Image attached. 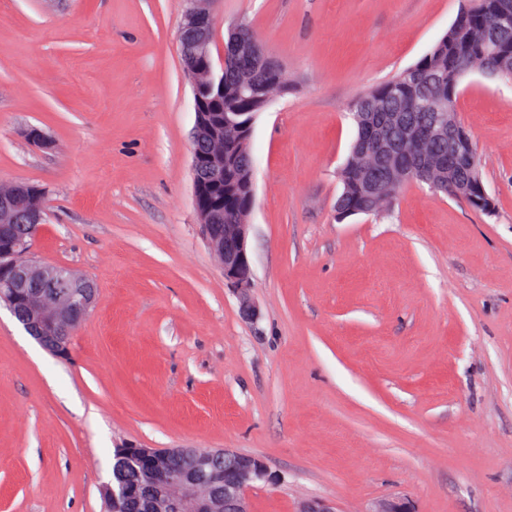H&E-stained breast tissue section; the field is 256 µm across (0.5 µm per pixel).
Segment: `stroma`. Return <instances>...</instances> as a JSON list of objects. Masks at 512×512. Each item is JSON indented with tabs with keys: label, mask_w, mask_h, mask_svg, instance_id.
I'll list each match as a JSON object with an SVG mask.
<instances>
[{
	"label": "stroma",
	"mask_w": 512,
	"mask_h": 512,
	"mask_svg": "<svg viewBox=\"0 0 512 512\" xmlns=\"http://www.w3.org/2000/svg\"><path fill=\"white\" fill-rule=\"evenodd\" d=\"M462 5L215 0V52L244 22L288 73L253 129L247 322L194 206L188 0H0V185L43 188L30 256L101 299L64 360L0 308V512H105L125 442L263 458L250 512H512V82L456 103L492 213L417 183L334 210L351 104Z\"/></svg>",
	"instance_id": "stroma-1"
}]
</instances>
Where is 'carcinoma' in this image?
<instances>
[{
	"mask_svg": "<svg viewBox=\"0 0 512 512\" xmlns=\"http://www.w3.org/2000/svg\"><path fill=\"white\" fill-rule=\"evenodd\" d=\"M512 16V0H466L448 31L415 64L391 79L368 90L357 98L351 108L356 123V140L348 158L338 171L341 193L337 197L336 216L342 220L358 215L369 206L372 213L388 211L399 188L377 190L370 194L372 181L378 178L372 146L362 154L358 141L401 139L410 134L409 125L421 129L430 125L436 114L456 112L460 83L466 70L463 65L494 64L498 76L512 79V41L488 46L477 38L484 27L497 23L503 13ZM224 47L236 52V61L224 69V94L205 91L201 97L210 112H262L274 94L288 87V76L247 25H238L229 32ZM391 112H402L406 123L396 124ZM252 138L224 136V193L211 192L205 204L224 201V223L237 224L247 210L249 200L248 170L244 160L252 156ZM425 152H433L442 162L421 167L412 181L426 183L436 191L448 194V183L463 182V195L472 208L490 213L493 203L483 195L484 184L476 148L468 132L461 140L448 143V132L423 142Z\"/></svg>",
	"mask_w": 512,
	"mask_h": 512,
	"instance_id": "1",
	"label": "carcinoma"
}]
</instances>
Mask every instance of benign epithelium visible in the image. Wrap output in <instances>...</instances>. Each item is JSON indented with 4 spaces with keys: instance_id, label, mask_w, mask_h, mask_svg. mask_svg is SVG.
Returning a JSON list of instances; mask_svg holds the SVG:
<instances>
[{
    "instance_id": "7a95c632",
    "label": "benign epithelium",
    "mask_w": 512,
    "mask_h": 512,
    "mask_svg": "<svg viewBox=\"0 0 512 512\" xmlns=\"http://www.w3.org/2000/svg\"><path fill=\"white\" fill-rule=\"evenodd\" d=\"M213 0H191L179 33L181 51L198 64L186 68L197 84L215 76L213 57ZM507 19L483 33V41L499 44L509 32ZM196 113L192 143V175L195 198L207 187L224 189V119L206 112L204 101L194 97ZM22 184L0 186V215L20 218V224H0V304L40 345L56 357L69 353L68 327L81 323L98 305L91 282L73 273L26 259L33 226L46 222V209L32 202L18 213ZM254 196L239 224L224 223V208L195 203L206 241L224 273V280L238 294L240 313L246 320L259 318L251 295L254 276L247 250L248 224ZM135 463L140 478H121L101 486L102 497L112 512L143 507L149 512H250L247 490L257 481H269L272 473L259 457L229 449L200 454L192 448H142L128 444L114 453L113 471Z\"/></svg>"
}]
</instances>
